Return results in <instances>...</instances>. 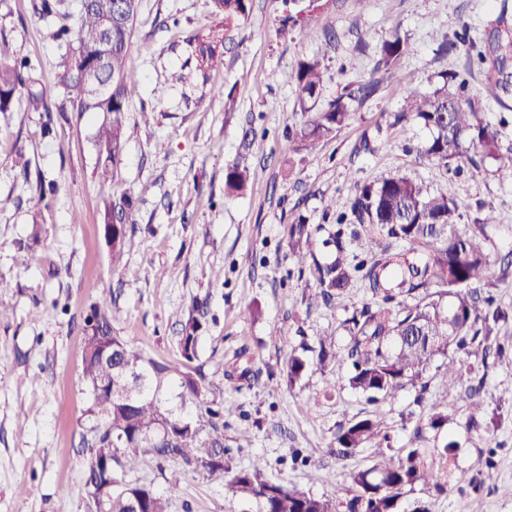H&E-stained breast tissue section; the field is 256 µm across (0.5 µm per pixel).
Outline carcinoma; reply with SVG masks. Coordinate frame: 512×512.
Masks as SVG:
<instances>
[{
	"label": "carcinoma",
	"mask_w": 512,
	"mask_h": 512,
	"mask_svg": "<svg viewBox=\"0 0 512 512\" xmlns=\"http://www.w3.org/2000/svg\"><path fill=\"white\" fill-rule=\"evenodd\" d=\"M303 6L288 14L284 23L297 25L303 14L318 8V0H292ZM216 11L230 24L246 19L251 0H213ZM112 0H79L77 28L68 24L71 13L65 0H41V11L55 15L61 25L56 38L68 50L58 74L65 100L76 112H103L109 116L98 129L97 146L106 159L117 162L125 141L128 104L136 87L128 77L134 23L140 0H127L124 14L112 21V34L104 41L105 19ZM479 62L495 55L486 69L489 84L508 90L512 75L504 62L512 55V39L497 38L484 51L476 44ZM410 51L409 42L394 33L382 46L371 78L346 94L329 101L298 133V150L309 151L344 127L351 117L349 102L363 104L391 76L393 64ZM23 61L0 63V113L12 111L14 98L24 89L35 110L48 112L51 104L36 78L25 74ZM319 59L299 63L296 79L300 104L312 110L323 90ZM458 74L443 76L442 84L429 94L407 87L402 92L398 118L413 120L430 132L417 152L435 169L450 172L464 165L481 168L491 160L497 171L512 176V148L503 151L497 132L490 129L473 101L449 89ZM246 171L231 167L225 186L240 190ZM465 205L435 193L407 175L397 174L357 188L348 211L338 224L352 216L359 229L350 233L364 258L349 256L345 232L336 231V253L325 262L313 260V277L319 292L314 298L327 303L341 297L351 286L353 272L363 271L364 287L373 303L356 309L344 320L348 343L345 360L350 371L345 383L369 403L385 402L400 392L412 390L414 402L422 404L431 382L440 378L446 386L466 381L471 413L465 423L470 432L478 426L483 410L480 393L489 375L488 362L495 326L508 319V312L483 295L485 288L506 276L512 268V251L493 259L487 253L483 225L496 221L493 213L481 219L476 231H461L457 221ZM115 220L120 229L112 234V259L121 257L127 246L126 225L131 220L129 198L112 182V198L105 204L104 221ZM313 229L308 224L289 227L291 254L300 264L312 253ZM107 298L91 309L86 319L82 379L91 397L90 413L98 424L87 443L89 466L84 476L88 512H167L168 499L144 483L127 480L146 460L158 466L173 465L167 479L169 494L180 488L188 473L220 477L231 497L253 502L256 512H338L336 500L272 482L264 476V464L238 468L232 465L224 446V411L207 401L209 387L198 367L201 324L188 314L180 321L179 364L145 356L123 337L112 332ZM469 357L468 368L454 364L452 354ZM442 358L444 362L436 364ZM307 361L291 356L286 364L288 385L302 378ZM179 376V398L199 403L200 414L184 416L165 397L164 387ZM448 413L431 405L426 427L441 429ZM426 440L417 428L414 440L402 453L387 454L392 448L388 428L378 416L354 419L336 432V455L347 457L361 448L377 449L373 463L353 471L349 479L355 494L347 512H399L403 498L419 485L443 492L448 485V464L459 443L450 438L433 452L420 445Z\"/></svg>",
	"instance_id": "obj_1"
}]
</instances>
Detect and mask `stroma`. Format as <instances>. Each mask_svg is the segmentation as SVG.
<instances>
[{
	"label": "stroma",
	"instance_id": "35a3bbf8",
	"mask_svg": "<svg viewBox=\"0 0 512 512\" xmlns=\"http://www.w3.org/2000/svg\"><path fill=\"white\" fill-rule=\"evenodd\" d=\"M35 2L0 0V59L25 60L54 106L36 111L22 96L0 114V512H87L84 441L96 420L81 355L84 319L104 296L117 335L172 362L180 313L199 303L198 364L226 411L233 464L262 460L267 479L345 505L353 495L346 474L369 465L371 453L340 460L329 445L368 405L344 384L342 359L320 363L318 341L330 336L344 347L343 320L371 295L356 281L331 304L311 303L317 284L291 256L288 227L301 219L313 225V251L325 261L335 252L336 218L358 186L404 174L463 201L460 230L493 211L488 250H512V178L490 161L456 175L431 168L416 152L428 131L397 118L400 88L427 94L455 72L500 146L512 147V90L489 85L468 52L512 29V0H323L304 28L284 33L285 0H252L248 18L230 26L212 0H141L128 65L137 93L115 165L95 144L103 113L62 107L54 76L65 46L53 37L56 19L41 17ZM452 17L462 19L468 40L445 54L439 44ZM396 30L412 51L396 64L392 84L353 105L347 125L314 151H297L295 134L311 118L299 105V62L321 60L324 104L369 80ZM233 166L247 173L243 190L225 187ZM116 182L135 219L117 262L103 223ZM496 342L480 432L463 429L466 386L432 382V400L448 410L436 442H459L456 466L446 492L416 487L402 512H512V498L500 491L512 484V318L499 324ZM243 347L254 375L233 386L224 372ZM292 354L308 366L291 387L282 369ZM378 409L396 451L427 420L408 392ZM244 432L251 442L241 447ZM489 467L493 485L480 481ZM133 477L168 494L155 462ZM168 496V512H256L231 498L222 480L195 474Z\"/></svg>",
	"mask_w": 512,
	"mask_h": 512
}]
</instances>
